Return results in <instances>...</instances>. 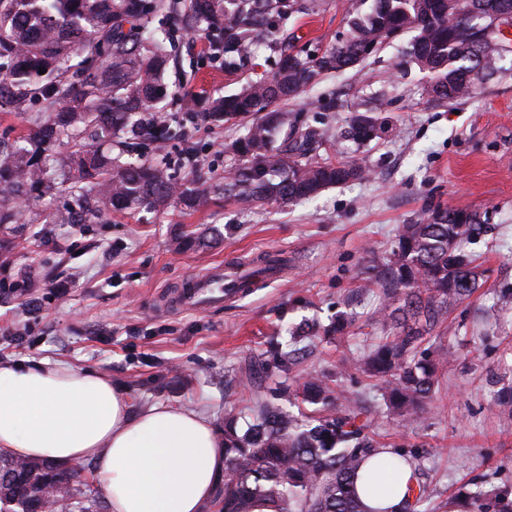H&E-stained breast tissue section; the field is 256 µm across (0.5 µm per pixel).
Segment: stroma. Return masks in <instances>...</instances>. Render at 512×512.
<instances>
[{
  "mask_svg": "<svg viewBox=\"0 0 512 512\" xmlns=\"http://www.w3.org/2000/svg\"><path fill=\"white\" fill-rule=\"evenodd\" d=\"M355 8L366 10L365 0H318L316 14L289 18L291 44L320 50L334 44ZM411 39L407 33L385 42L287 103L323 131L318 159L362 162L367 178L287 205L217 196L194 212H115L99 224L29 240L15 251L13 269H0V366L48 359L93 367L128 388L135 406H190L216 421L242 409L248 396L225 386V374L263 358L268 340L294 324L331 323L344 297L358 289L351 336L309 347L290 373L273 371L267 386L324 373L340 394L360 398L370 435L416 454L428 512H460L458 490L472 480L512 483V422L493 403L501 378H512V314L499 316L493 307L494 290L512 287V56L471 98L434 103L427 73L406 61ZM171 54L177 66L169 81L212 97L271 75L279 59L263 46L251 63L228 72L186 30L173 32ZM354 104L371 111L385 132L366 142L342 137ZM167 117L188 140L161 143L157 154L178 162L191 153L216 182L238 164L229 146L242 134L241 123L212 126L176 107ZM439 206L480 213L484 230L469 249L485 277L448 319L442 343L453 362L437 398L411 427L387 415L374 381L347 365L366 351V320L377 305L375 291L362 288L363 266L385 255L402 224ZM214 230L220 238L209 248L171 246L174 234ZM269 257L279 261L276 274L256 277L248 294L219 305L161 303L188 279ZM21 270L38 283L25 295L9 288Z\"/></svg>",
  "mask_w": 512,
  "mask_h": 512,
  "instance_id": "1",
  "label": "stroma"
}]
</instances>
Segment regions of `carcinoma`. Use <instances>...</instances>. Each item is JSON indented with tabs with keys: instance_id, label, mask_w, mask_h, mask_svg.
I'll return each mask as SVG.
<instances>
[{
	"instance_id": "obj_1",
	"label": "carcinoma",
	"mask_w": 512,
	"mask_h": 512,
	"mask_svg": "<svg viewBox=\"0 0 512 512\" xmlns=\"http://www.w3.org/2000/svg\"><path fill=\"white\" fill-rule=\"evenodd\" d=\"M492 0H372L349 15L344 39L320 55L284 53L275 75L209 102L213 123L250 119L231 145L245 162L217 191L250 204L293 202L362 180V163L312 159L322 132L280 104L325 72L343 71L394 33L413 31L409 56L432 76L430 97L448 103L475 93L502 60L505 37L492 29ZM305 0H0V108L30 113L29 132L0 141V264L9 263L23 232L45 236L38 224H97L109 213L176 205H207L209 178L201 168L182 176L163 158L125 155L147 142L181 136L159 104L169 98L191 112L190 90L168 82L174 27L199 32L224 69L244 65L253 47ZM45 72H39V69ZM348 135L374 137L376 119L354 107ZM70 148L61 156L58 149ZM66 193L73 206L40 209ZM468 207H438L400 226L386 256L365 268L380 308L367 351L349 369L377 381L388 411L407 425L434 400L448 368L441 344L448 314L481 287L484 271L468 245L482 232ZM174 249L207 247L210 239L176 235ZM355 317L309 327L307 338L349 337ZM302 336L291 330L270 343L278 369L291 370ZM258 360L224 380L250 391L246 413L224 416V478L201 512H367L356 482L381 453L368 435L372 421L359 399L341 398L319 374L273 390L263 387ZM495 404L512 420V383ZM466 512H512V484L461 493ZM425 485L416 483L389 512H425ZM108 512L102 493L47 460L0 455V512Z\"/></svg>"
}]
</instances>
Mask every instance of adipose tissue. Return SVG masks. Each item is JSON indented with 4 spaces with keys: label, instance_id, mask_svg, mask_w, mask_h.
<instances>
[{
    "label": "adipose tissue",
    "instance_id": "1",
    "mask_svg": "<svg viewBox=\"0 0 512 512\" xmlns=\"http://www.w3.org/2000/svg\"><path fill=\"white\" fill-rule=\"evenodd\" d=\"M129 390L93 368L42 361L0 366V453L93 466L112 512H198L224 469V438L191 407L134 409ZM408 464L390 476L363 472L358 494L369 512L404 497ZM391 483V494L372 484Z\"/></svg>",
    "mask_w": 512,
    "mask_h": 512
}]
</instances>
